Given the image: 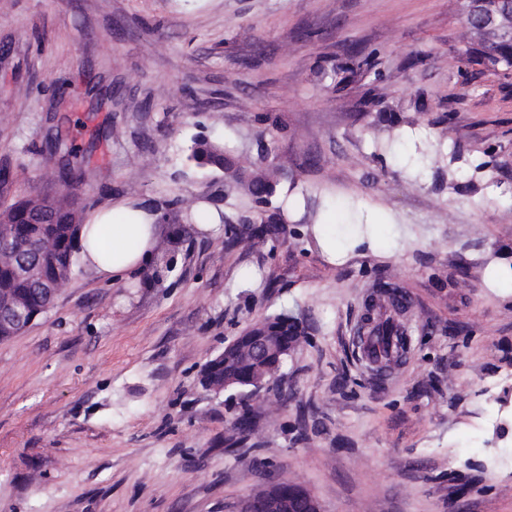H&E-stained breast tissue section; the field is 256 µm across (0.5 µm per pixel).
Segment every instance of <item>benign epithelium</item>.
I'll return each instance as SVG.
<instances>
[{"mask_svg": "<svg viewBox=\"0 0 512 512\" xmlns=\"http://www.w3.org/2000/svg\"><path fill=\"white\" fill-rule=\"evenodd\" d=\"M462 17L468 26H483L486 28H498L493 12L487 9V0H462ZM51 253V247L44 241L36 252L37 259L30 261L13 254L10 264V273L20 280H38L41 289L51 299L55 298L63 281L49 280L42 276L47 263L46 257ZM26 308L21 300L0 299V332L9 329H27L25 324ZM266 319L262 318L250 324L242 334L236 336L240 340V349L235 351V343H230L224 348L222 356L227 361H232L239 355H251L255 360L264 364L262 371L247 377H228L224 384L211 388V392L218 395L221 392L236 387L242 389L241 395L249 397L263 388H268L274 383V378L280 366L281 357L291 352L300 340L302 326L296 325L294 335L284 338L282 336H268L265 333ZM301 503L303 512H320L317 501L299 486L283 482H272L263 490L255 493L241 503L239 512H256V507L263 506V512H281L284 502Z\"/></svg>", "mask_w": 512, "mask_h": 512, "instance_id": "1", "label": "benign epithelium"}]
</instances>
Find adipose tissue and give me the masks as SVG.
Masks as SVG:
<instances>
[{
  "label": "adipose tissue",
  "mask_w": 512,
  "mask_h": 512,
  "mask_svg": "<svg viewBox=\"0 0 512 512\" xmlns=\"http://www.w3.org/2000/svg\"><path fill=\"white\" fill-rule=\"evenodd\" d=\"M130 203L119 201L110 211L94 212L84 221L78 245L85 265L107 280L130 278L154 256L159 226L155 215H144L141 223L127 222Z\"/></svg>",
  "instance_id": "1"
}]
</instances>
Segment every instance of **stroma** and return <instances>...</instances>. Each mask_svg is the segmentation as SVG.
I'll return each instance as SVG.
<instances>
[{"label": "stroma", "instance_id": "1", "mask_svg": "<svg viewBox=\"0 0 512 512\" xmlns=\"http://www.w3.org/2000/svg\"><path fill=\"white\" fill-rule=\"evenodd\" d=\"M467 34L460 0H0L13 192L56 187L46 116L64 115L108 129L87 211L135 200L160 224L156 265L116 283L76 266L0 342V512H236L273 480L322 512H512V291L489 282L512 271V78L463 61ZM199 134L286 163L276 240L247 237L251 197L184 166ZM200 202L215 235L185 220ZM381 282L410 297L385 383L354 339ZM283 311L306 334L240 431L199 371Z\"/></svg>", "mask_w": 512, "mask_h": 512}]
</instances>
